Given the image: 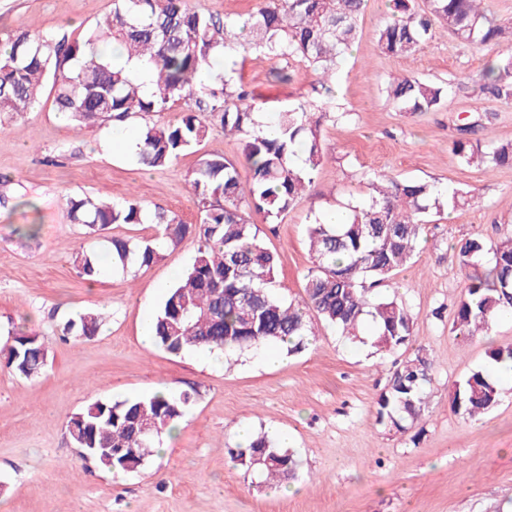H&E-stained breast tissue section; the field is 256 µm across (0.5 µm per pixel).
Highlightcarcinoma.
I'll list each match as a JSON object with an SVG mask.
<instances>
[{
  "mask_svg": "<svg viewBox=\"0 0 512 512\" xmlns=\"http://www.w3.org/2000/svg\"><path fill=\"white\" fill-rule=\"evenodd\" d=\"M366 0H268L253 13L220 18L191 8L187 0H112V9L80 39L53 32H22L8 37L0 54V115L11 120L30 110L44 83L52 80L57 111L77 126L99 121L123 123L161 113L177 102L183 115L176 123H146L140 128L138 161L145 167H173L185 151L209 135V118L216 117L224 134L244 142V161L251 181L240 180L235 164L208 156L189 174L200 222L186 224L179 215L157 206L146 210L139 201L121 202L82 196L68 198L70 220L96 232L111 224L163 225L156 240L132 244L109 240L112 267L125 271L149 267L169 244L196 236V254L180 280L169 288L154 317L155 342L171 353L185 349L231 356L246 349L288 345L297 352L312 335L308 313L313 312L351 341L361 340L362 328L374 326V346L395 351L407 345L413 320L406 305L374 292L389 282L417 255L425 219L443 211L453 213L467 202L458 188L437 191L426 183L399 181L386 174L373 176L375 195L351 205L346 222L308 225L312 266L305 279L301 304L286 303L274 292L279 258L262 241L256 224L245 217L254 210L272 224L292 210L314 181L328 153L322 126L327 113L306 102L277 116L280 135L267 137L257 120L262 104L222 73L207 82L196 80L231 53L260 55L304 62L332 80L336 63L360 36L358 17ZM391 17L375 33L377 48L388 55L415 53L439 21L455 39L496 51L512 41V22L484 13V0H427L415 12L409 0H389ZM115 42L123 61L115 62L103 47ZM482 91L512 99V54L505 63L483 73ZM389 100L404 112H433L449 89L418 78H395L387 84ZM476 119L459 128L453 150L468 165L512 163V142L487 145L478 138ZM465 279L453 317L452 332L464 339L485 335L500 316L512 312V235L491 244L478 237L454 245ZM492 254L491 266L481 265ZM79 276L93 280L99 273L94 253L73 256ZM101 315L89 309L62 327L64 336H93ZM0 354L17 376L37 375L47 352L36 336L15 341ZM433 363L415 354L393 372L379 396L378 417L399 431L424 416ZM191 395L96 400L74 414L68 433L79 448H121L114 466L102 453L93 458L114 474L143 468L142 448H154L166 428L177 423ZM499 402L497 381L482 370L455 384L454 412L474 419ZM150 423L147 435L142 426ZM263 452L262 462L253 454ZM235 459L252 463L267 481L296 476L298 461L266 433L252 437Z\"/></svg>",
  "mask_w": 512,
  "mask_h": 512,
  "instance_id": "cac0c4a2",
  "label": "carcinoma"
}]
</instances>
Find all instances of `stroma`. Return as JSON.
Returning a JSON list of instances; mask_svg holds the SVG:
<instances>
[{"label":"stroma","instance_id":"35a3bbf8","mask_svg":"<svg viewBox=\"0 0 512 512\" xmlns=\"http://www.w3.org/2000/svg\"><path fill=\"white\" fill-rule=\"evenodd\" d=\"M112 8V0H0V39L37 28L80 38ZM389 17L388 0H367L361 40L324 90L317 70L253 53L226 66L263 104L266 117L306 101L325 109L323 164L300 204L276 223L249 213L265 245L280 257L277 292L304 297L311 266L307 226L315 215L368 197L377 173L472 191L469 205L431 216L419 253L382 295L401 299L413 317L408 346L394 352L352 342L311 317L314 339L297 353L277 348L229 360L185 350L172 354L139 341L144 318L157 314L168 289L191 262L197 242L186 236L151 266L80 278L71 255H106L102 240L68 218L65 199L83 194L134 197L196 224L200 212L185 175L201 157L237 164L243 144L213 124L208 138L184 152L172 170H150L115 142V124L77 127L58 115L52 94L0 124V345L38 336L43 372L22 379L0 363V512H512V380L476 420L450 404L456 382L492 370V349L512 346V316L492 332L461 342L449 328L465 286L451 250L459 240L489 241L512 233V164L466 165L453 150L463 119H480L482 138L512 142V101L484 96L486 51L459 43L435 25L412 56L381 53L373 39ZM287 71L291 79L278 81ZM416 76L451 87L444 108L411 114L388 100L390 78ZM35 225V237L23 228ZM106 322L92 337L62 339L61 325L89 307ZM433 362L423 420L405 431L379 423L377 401L398 363L417 351ZM189 391L193 399L163 453L135 472L113 475L84 458L67 423L96 400L111 402ZM288 439L300 461L294 479L271 486L232 460L238 425Z\"/></svg>","mask_w":512,"mask_h":512}]
</instances>
